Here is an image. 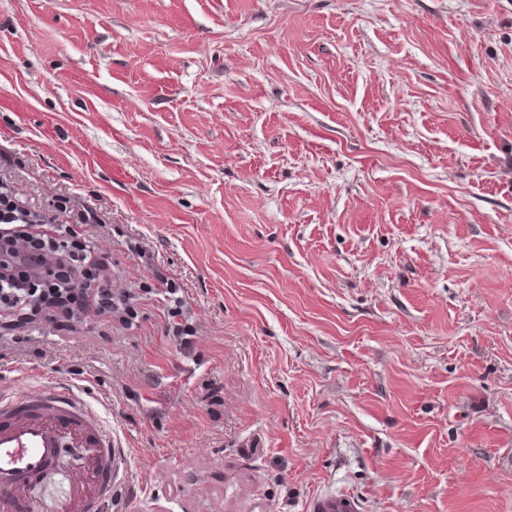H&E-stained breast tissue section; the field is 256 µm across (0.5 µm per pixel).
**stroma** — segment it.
<instances>
[{
	"label": "stroma",
	"mask_w": 512,
	"mask_h": 512,
	"mask_svg": "<svg viewBox=\"0 0 512 512\" xmlns=\"http://www.w3.org/2000/svg\"><path fill=\"white\" fill-rule=\"evenodd\" d=\"M0 189L118 296L0 332L105 512H512V0H0ZM306 512H356L358 506L354 497L345 492L320 493L310 498Z\"/></svg>",
	"instance_id": "stroma-1"
}]
</instances>
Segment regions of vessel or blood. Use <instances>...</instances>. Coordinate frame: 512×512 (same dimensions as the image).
Segmentation results:
<instances>
[{
    "label": "vessel or blood",
    "instance_id": "obj_1",
    "mask_svg": "<svg viewBox=\"0 0 512 512\" xmlns=\"http://www.w3.org/2000/svg\"><path fill=\"white\" fill-rule=\"evenodd\" d=\"M65 443L81 451L78 475L69 496L48 510L30 496L27 479L48 470ZM118 457L111 431L76 389L40 388L0 404V512H102ZM357 509L345 492L317 494L305 506V512Z\"/></svg>",
    "mask_w": 512,
    "mask_h": 512
}]
</instances>
